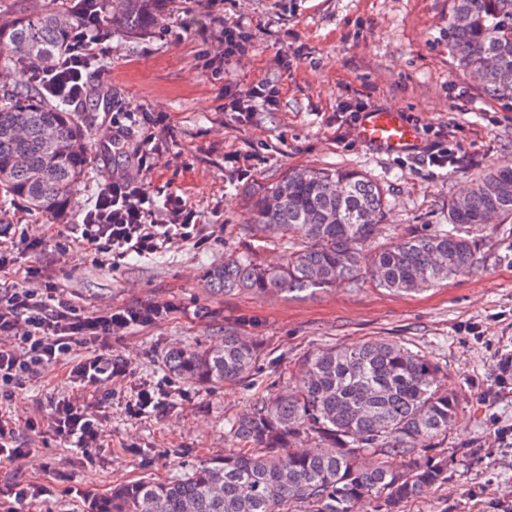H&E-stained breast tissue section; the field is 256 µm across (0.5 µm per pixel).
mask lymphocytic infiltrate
Masks as SVG:
<instances>
[{
	"instance_id": "lymphocytic-infiltrate-1",
	"label": "lymphocytic infiltrate",
	"mask_w": 512,
	"mask_h": 512,
	"mask_svg": "<svg viewBox=\"0 0 512 512\" xmlns=\"http://www.w3.org/2000/svg\"><path fill=\"white\" fill-rule=\"evenodd\" d=\"M218 2L194 0L196 6L212 13L217 28L214 39L223 46L225 61L240 59L247 51L251 35L241 24L225 19L223 11L217 8ZM111 54L109 40L84 27L75 33L69 51L54 66L30 65L24 73L27 81L46 97L74 105L87 95L92 66ZM193 219V211L180 196L156 203L145 185L128 171L101 183L82 213L81 236L76 244L115 261L132 253L150 255L177 241L204 245L207 237ZM25 276L30 288L0 299V401L11 400L14 391L42 369L68 360L73 363V382L83 386L102 385L125 377L126 364L105 354L88 352V345L133 326L154 325L167 314L166 309L147 304L85 316L64 296L47 271L30 267ZM52 428L57 436L72 442L85 455L98 439L94 415L68 400L56 403Z\"/></svg>"
}]
</instances>
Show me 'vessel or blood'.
<instances>
[{"label":"vessel or blood","instance_id":"1","mask_svg":"<svg viewBox=\"0 0 512 512\" xmlns=\"http://www.w3.org/2000/svg\"><path fill=\"white\" fill-rule=\"evenodd\" d=\"M363 144L387 156H402L419 146L416 128L392 109H374L366 112L355 131Z\"/></svg>","mask_w":512,"mask_h":512}]
</instances>
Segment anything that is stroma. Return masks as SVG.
<instances>
[{"mask_svg": "<svg viewBox=\"0 0 512 512\" xmlns=\"http://www.w3.org/2000/svg\"><path fill=\"white\" fill-rule=\"evenodd\" d=\"M224 15L251 33L248 51L213 79L198 51L211 36L201 9L171 8L166 29L113 37L112 56L92 84L145 109L121 154L101 143L110 112L87 113L90 175L73 195L66 217L28 209L0 193V219L9 227L0 244L14 266L43 267L88 316L119 307L168 308L154 326L110 335L125 378L105 388L69 382L68 367L49 366L0 404L25 456H0V512H89L114 485L143 478L165 481L231 448L229 419L256 394L287 389L297 358L334 343L373 338L419 349L439 365L442 381L461 404L446 435L436 439L451 461L448 484L411 503L408 512H512V387L498 384L496 362L512 354V223L473 232V271L412 294L372 284L279 297L211 292L207 268L249 255L279 261L278 244L252 236L247 209L258 191L286 171L339 167L367 173L384 187L388 210L380 239L448 221V200L471 175L512 161V106L488 97L458 74L448 56V0H225ZM277 85L276 109L257 108L250 123L225 110L227 91L259 81ZM403 112L421 141L447 130L460 161L448 169L412 155L389 157L363 146L336 126L345 105ZM167 149L140 178L152 194H177L216 237L201 248L175 244L117 265L98 264L84 248L58 246L77 224L97 186L128 168L129 154L149 152L148 135ZM258 336L260 370L247 381L207 386L171 377V348H202L225 333ZM161 389L160 405L139 417L129 406L143 387ZM88 407L99 422L90 456L72 451L51 429L59 400ZM36 489L18 500L15 484Z\"/></svg>", "mask_w": 512, "mask_h": 512, "instance_id": "stroma-1", "label": "stroma"}]
</instances>
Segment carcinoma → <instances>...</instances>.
Segmentation results:
<instances>
[{
    "label": "carcinoma",
    "mask_w": 512,
    "mask_h": 512,
    "mask_svg": "<svg viewBox=\"0 0 512 512\" xmlns=\"http://www.w3.org/2000/svg\"><path fill=\"white\" fill-rule=\"evenodd\" d=\"M165 0H23L0 5V66L50 67L72 30L97 24L107 37L163 25ZM448 56L491 98L512 102V0H448ZM90 160L79 113L46 100L19 79L0 89V191L29 208L62 215ZM386 206L381 185L342 169L286 172L257 193L248 224L281 242L276 265L244 256L206 271L217 294L250 290L289 295L369 282L417 293L470 272V229L512 219V163L478 172L448 200V226L375 240ZM257 337L236 332L208 348L165 355L174 376L211 386L243 382L260 369ZM288 389L255 400L228 421L236 450L165 482L117 485L91 512H404L448 484V454L434 440L448 431L459 396L421 350L393 340L337 344L297 360ZM403 456V469L391 459Z\"/></svg>",
    "instance_id": "1"
}]
</instances>
